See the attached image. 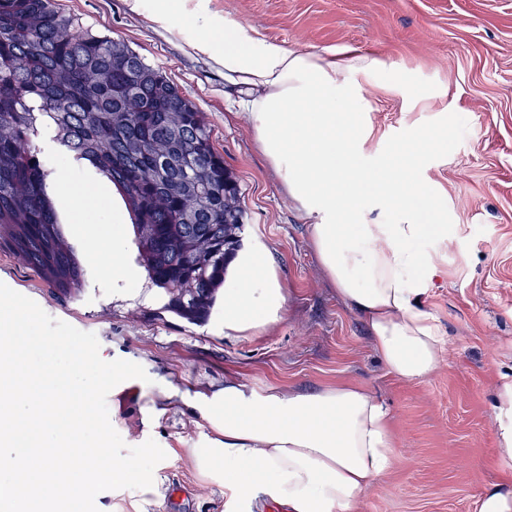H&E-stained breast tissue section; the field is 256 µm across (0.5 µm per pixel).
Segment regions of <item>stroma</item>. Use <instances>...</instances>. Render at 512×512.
<instances>
[{
    "label": "stroma",
    "mask_w": 512,
    "mask_h": 512,
    "mask_svg": "<svg viewBox=\"0 0 512 512\" xmlns=\"http://www.w3.org/2000/svg\"><path fill=\"white\" fill-rule=\"evenodd\" d=\"M84 27L124 40L164 71L180 94L205 112L215 148L236 174L246 213L244 245L260 252L286 294L279 319L260 333L224 328V307L192 325L147 299L132 216L119 190L89 163L56 145L42 147L53 174L75 187L102 188L78 216L56 204L59 228L83 264L73 295L48 288L38 272L0 247V282L49 316L96 335L100 351L127 368L138 394L110 422L127 445L155 440L173 448L153 474L158 492L120 489L96 497L99 512H224V487L206 482L185 451L209 433L188 397L236 375L250 389L309 391L354 382L392 418L398 461L365 497L361 512H474V498L498 478L494 386L512 373V0H191V13L251 25L258 40L352 63L368 56L376 71L354 72L362 118L371 131L362 161L376 159L415 131L447 135L420 177L453 219L447 241L417 243L437 254L422 302L451 341L441 368L421 382L385 369L367 327L325 279L311 243V221L289 196L262 151L238 87L223 67L192 49L190 15L168 25L149 20L152 0H55ZM107 231L124 244L122 277L87 261V236ZM161 409L147 421L141 409Z\"/></svg>",
    "instance_id": "stroma-1"
}]
</instances>
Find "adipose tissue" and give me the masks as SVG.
Returning a JSON list of instances; mask_svg holds the SVG:
<instances>
[{
    "instance_id": "1",
    "label": "adipose tissue",
    "mask_w": 512,
    "mask_h": 512,
    "mask_svg": "<svg viewBox=\"0 0 512 512\" xmlns=\"http://www.w3.org/2000/svg\"><path fill=\"white\" fill-rule=\"evenodd\" d=\"M192 45L250 95L258 141L313 221L323 275L366 323L387 370L407 382L429 378L446 359L447 341L420 302L434 258L415 245L434 232L447 237L451 224L417 171L442 139L416 132L374 167H362L360 91L338 58L261 41L249 25L211 17ZM235 265L224 288V327L255 333L286 295L263 255L240 254ZM496 397L501 478L481 490L476 512H512V375L498 377ZM188 406L210 434L187 458L203 479L231 489L227 512H253L262 502L280 512H359L396 465L390 413L356 384L259 395L228 375L222 388Z\"/></svg>"
}]
</instances>
